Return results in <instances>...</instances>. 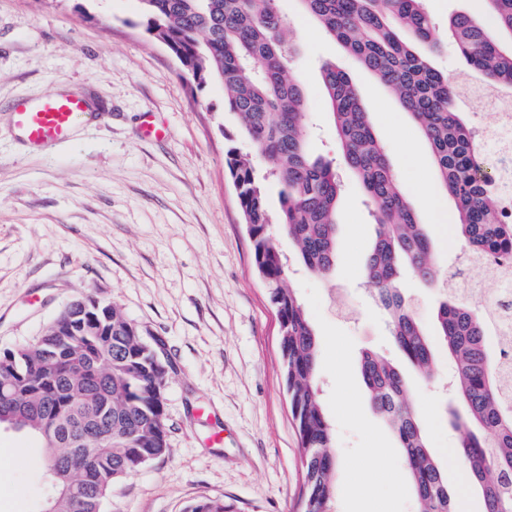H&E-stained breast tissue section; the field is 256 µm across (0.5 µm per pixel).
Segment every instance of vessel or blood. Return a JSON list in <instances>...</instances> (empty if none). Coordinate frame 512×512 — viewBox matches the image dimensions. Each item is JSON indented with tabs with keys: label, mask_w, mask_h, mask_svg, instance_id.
Segmentation results:
<instances>
[{
	"label": "vessel or blood",
	"mask_w": 512,
	"mask_h": 512,
	"mask_svg": "<svg viewBox=\"0 0 512 512\" xmlns=\"http://www.w3.org/2000/svg\"><path fill=\"white\" fill-rule=\"evenodd\" d=\"M86 100L72 93H48L36 101L18 100L11 120L24 142L39 149L70 139L75 121L86 112Z\"/></svg>",
	"instance_id": "obj_1"
}]
</instances>
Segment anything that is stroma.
Segmentation results:
<instances>
[{"mask_svg":"<svg viewBox=\"0 0 512 512\" xmlns=\"http://www.w3.org/2000/svg\"><path fill=\"white\" fill-rule=\"evenodd\" d=\"M301 54L294 77L308 99L309 150L337 159L319 68L334 62L357 86L403 191L430 232L442 278L483 279L460 239L444 236L421 205L439 195L430 152L407 112L296 0H279ZM89 95L102 115L68 142L30 150L10 102L54 91ZM155 113L164 139L144 137ZM248 153L224 89H196L141 24L138 0H0V351L41 336L84 293L111 301L144 337L160 340L168 454L114 486L103 512H183L221 498L233 512H299L301 447L279 349L278 320L253 260L229 150ZM336 272H307L283 243L285 283L304 304L320 342L317 380L336 427L337 512H416L402 450L372 410L360 377L363 351L402 362L387 318L362 273L376 227L357 179L339 164ZM399 287L427 333L443 286L402 273ZM435 381L407 370L428 444L461 484L451 412L452 359L435 343ZM222 434V445L211 444ZM41 442L0 430V512H40Z\"/></svg>","mask_w":512,"mask_h":512,"instance_id":"1","label":"stroma"}]
</instances>
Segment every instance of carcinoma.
I'll return each instance as SVG.
<instances>
[{
    "mask_svg": "<svg viewBox=\"0 0 512 512\" xmlns=\"http://www.w3.org/2000/svg\"><path fill=\"white\" fill-rule=\"evenodd\" d=\"M301 11L337 40L400 102L428 145L439 189L455 203L453 221L466 251L512 258V224L491 196L490 176L476 162L470 129L457 112L453 83L432 65L441 47L423 0H297ZM496 28L466 13L452 16L448 34L467 66L512 90V0H483ZM146 31L166 44L181 70L201 88L224 86V110L237 115L242 134L263 159V179L281 186L277 225L251 161L231 149L227 168L250 226L254 264L265 281L280 324L279 345L293 420L302 450L303 512H334L338 494L336 433L316 380L319 343L307 312L283 285L285 261L278 231L288 235L300 262L326 276L336 267V207L341 185L334 161L307 148L308 100L291 76L297 53L278 0H139ZM344 165L359 181L378 226L363 271L387 313L394 344L418 374L435 376L433 342L398 288L406 269L437 285L439 270L425 225L399 186L383 144L375 136L350 77L321 65ZM105 313L101 324L71 336L56 324L12 349L14 364L0 366V384L45 404L26 430L83 425L112 427V438L78 459V482L69 490L42 459L50 512H102L112 486L169 452L165 424L167 372L156 366L139 328L112 304L86 296ZM487 314L448 293L437 311V336L455 363V393L465 417L458 457L480 491L483 512H512V397L501 394V352L487 344ZM360 373L373 410L402 449L407 486L418 512H457L448 475L430 448L403 371L388 357L363 353ZM185 512H231L221 499L200 498Z\"/></svg>",
    "mask_w": 512,
    "mask_h": 512,
    "instance_id": "obj_1",
    "label": "carcinoma"
}]
</instances>
